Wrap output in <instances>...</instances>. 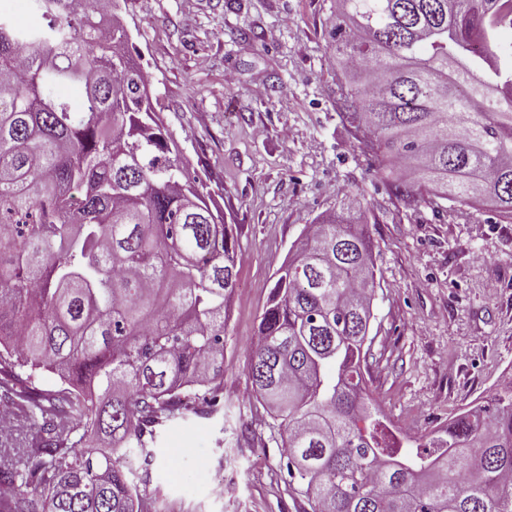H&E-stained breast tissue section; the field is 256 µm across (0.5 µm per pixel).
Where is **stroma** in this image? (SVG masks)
I'll list each match as a JSON object with an SVG mask.
<instances>
[{"label": "stroma", "mask_w": 512, "mask_h": 512, "mask_svg": "<svg viewBox=\"0 0 512 512\" xmlns=\"http://www.w3.org/2000/svg\"><path fill=\"white\" fill-rule=\"evenodd\" d=\"M128 46L242 260L228 301L221 408L160 427L135 465L152 512H311L248 379L274 274L339 201L377 249L366 388L399 437L444 430L512 373V223L487 205H408L340 120L336 0H120ZM223 480L214 493L213 479Z\"/></svg>", "instance_id": "obj_1"}]
</instances>
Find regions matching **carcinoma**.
Instances as JSON below:
<instances>
[{
    "label": "carcinoma",
    "instance_id": "carcinoma-1",
    "mask_svg": "<svg viewBox=\"0 0 512 512\" xmlns=\"http://www.w3.org/2000/svg\"><path fill=\"white\" fill-rule=\"evenodd\" d=\"M0 13V403L34 422L0 512H150L131 461L208 413L224 376L232 225L146 95L115 0ZM512 0H336L342 122L410 204L512 221ZM374 243L345 207L276 270L249 380L312 512H512V383L443 433L398 438L363 385ZM0 4H2V10L4 5H7L10 17L18 26L27 27L38 21L33 12L32 3L29 0H0Z\"/></svg>",
    "mask_w": 512,
    "mask_h": 512
}]
</instances>
